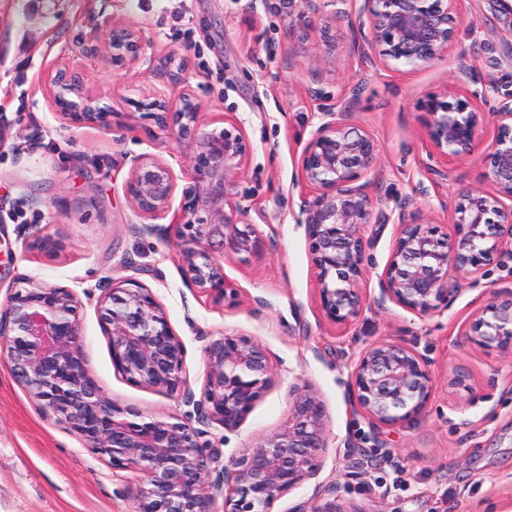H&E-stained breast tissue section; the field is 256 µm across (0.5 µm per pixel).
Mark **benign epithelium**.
<instances>
[{
    "label": "benign epithelium",
    "instance_id": "benign-epithelium-1",
    "mask_svg": "<svg viewBox=\"0 0 512 512\" xmlns=\"http://www.w3.org/2000/svg\"><path fill=\"white\" fill-rule=\"evenodd\" d=\"M338 17L385 66L415 69L448 56L460 25L457 0H357ZM112 64L143 55L137 29L112 24L108 39ZM55 110L66 120L108 123L90 98L77 103L82 80L66 68L53 78ZM151 106L156 120L192 139L190 182L173 222L186 283L212 297L232 300L237 289L220 260L252 254L262 246L249 209L235 192V178L250 151L242 127L224 118L221 130L200 122L193 97L185 94L171 109L160 94ZM423 127L432 151L464 157L474 148L484 114L469 96H431ZM496 132L487 162L496 191L473 188L453 203L454 233L422 214L409 200L397 213L376 215L361 179L378 158V145L365 130L325 112L298 162L304 189L301 213L310 241L324 316L346 325L363 312L366 228L397 226L390 257L380 276L382 299L419 315L448 309L455 289L452 275L478 283L485 269L512 250V92L495 109ZM177 188L171 167L159 159L137 160L126 185L135 208L154 219L167 212ZM116 367L130 381L158 390L186 385L185 346L148 289L133 282L104 286L97 300ZM82 302L69 288L46 287L26 278L0 306V360L40 410L79 435L85 448L114 469L141 474L136 512H272L279 498L319 477L328 448L325 411L307 386L289 389L292 407L276 432L258 439L245 453L224 462V453L203 440L216 423L237 430L255 401L273 383L267 350L251 338L220 337L204 349L205 380L200 398L186 393L195 422L176 417L136 421L139 413L112 400L87 369L80 327ZM466 335L480 348L512 354V290L492 295L472 315ZM362 412L384 425L401 424L426 405L431 377L411 347L380 342L365 349L351 374ZM333 500L300 505L294 512H343L336 507V483L321 486ZM222 503L223 510L217 509Z\"/></svg>",
    "mask_w": 512,
    "mask_h": 512
}]
</instances>
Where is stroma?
Returning <instances> with one entry per match:
<instances>
[{
    "label": "stroma",
    "mask_w": 512,
    "mask_h": 512,
    "mask_svg": "<svg viewBox=\"0 0 512 512\" xmlns=\"http://www.w3.org/2000/svg\"><path fill=\"white\" fill-rule=\"evenodd\" d=\"M301 0H0V303L20 278L73 289L83 300L80 325L86 365L114 401L144 418L192 416L182 391L128 380L112 362L96 299L105 282L148 288L185 349L187 386L200 393L204 348L215 338L245 335L269 353L274 384L233 432L211 425L225 459L240 457L277 431L291 406L288 390L309 386L326 411L329 450L318 480L275 502L273 512L322 502L319 483L338 486L345 512H512V355L487 352L466 334L478 307L512 289V261L489 267L478 284L457 280L448 310L421 316L382 300L380 275L396 227L367 228L366 305L347 325L320 308L305 225L300 222V155L329 107L353 87L357 106L345 120L370 133L380 162L368 173L376 212L413 200L443 230L453 224L442 202L468 188L493 190L486 155L493 110L512 92V0H459L458 41L446 59L414 69L381 66L361 53L354 32L334 22L322 0L301 16ZM129 22L148 44L145 55L116 67L106 42L113 23ZM328 47L313 71L310 54ZM484 81H457L459 59ZM66 67L83 94L112 124L61 119L51 79ZM165 90L170 106L183 94L198 103L207 128L225 117L242 126L250 146L236 192L251 208L260 251L224 261L238 290L217 303L183 277L177 249L162 234L178 211L145 218L126 184L136 160L166 162L187 187L194 145L159 125L150 104ZM476 94L485 125L464 158L430 157L423 105L432 95ZM48 235L59 249H33ZM413 346L432 378L423 412L386 426L359 412L351 372L373 343ZM465 386H451L455 372ZM139 475L112 469L80 438L44 415L0 361V512H134Z\"/></svg>",
    "instance_id": "stroma-1"
}]
</instances>
